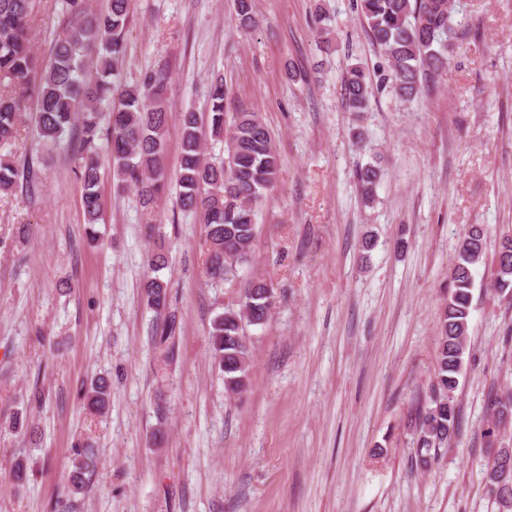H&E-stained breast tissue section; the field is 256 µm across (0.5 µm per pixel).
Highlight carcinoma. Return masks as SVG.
I'll return each instance as SVG.
<instances>
[{
    "mask_svg": "<svg viewBox=\"0 0 512 512\" xmlns=\"http://www.w3.org/2000/svg\"><path fill=\"white\" fill-rule=\"evenodd\" d=\"M36 0H0V147L17 138L21 111L19 90L36 98L34 132L53 147L64 146L74 162L82 186V210L89 234L102 219L101 162L98 141L110 146L114 188L134 190L149 235L161 237L157 202L167 187L164 167L168 74L160 68L145 73L135 83L120 81L125 60V31L134 17L135 0H109L106 10L95 12L89 0H62L61 32L50 62L38 68L31 43V21ZM238 24L257 25L255 0H233ZM356 7L367 25L373 44L384 53L388 72L380 75L396 96L409 102L422 91L425 72L440 71L457 45L451 42L454 8L451 0H357ZM224 79L214 78L209 89L207 118L188 109L180 114L182 143L176 183L180 209L203 216L205 274L213 283L234 277L253 261L257 214L279 178L280 162L273 137L256 112H237L226 123ZM343 96L347 110L364 112L372 96V74L364 66L346 68ZM110 102L107 126H102L98 104ZM213 137L224 139V157L205 154L203 126ZM35 174L0 155V194L18 189L34 191ZM356 178L361 201H375L380 169L374 164L358 168ZM485 232L480 224L465 230L450 273L452 289L440 318V336L429 402L416 413L417 455L422 465L436 459V451L448 444L459 427L455 392L464 368L468 346L474 288L473 270L483 263ZM168 264L159 244L147 256L151 275L143 281V297L156 315L155 346L165 360L175 354L178 324L171 312L169 284L157 276ZM494 287L512 288V235L501 238ZM271 285L261 276L251 278L240 300L216 315L208 336L212 363L224 377V389L237 394L247 388L249 347L245 324L264 323L274 305ZM110 384L99 378L83 393V406L103 415L110 404ZM491 419L486 436L512 424V393L489 400ZM507 449H499L486 471V488L494 512H512L503 494L494 490L497 466ZM95 469L94 452L77 450L70 475V494L83 493L87 475Z\"/></svg>",
    "mask_w": 512,
    "mask_h": 512,
    "instance_id": "obj_1",
    "label": "carcinoma"
}]
</instances>
